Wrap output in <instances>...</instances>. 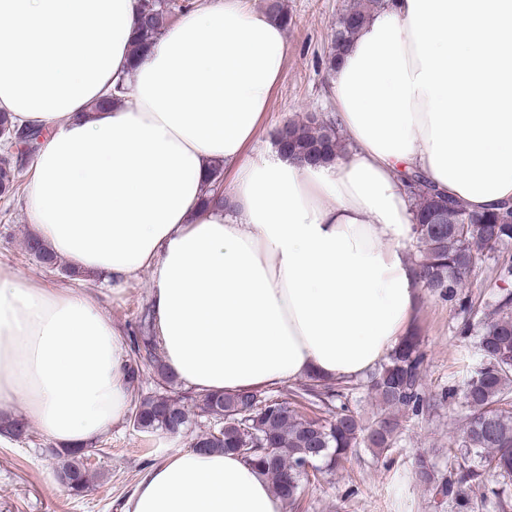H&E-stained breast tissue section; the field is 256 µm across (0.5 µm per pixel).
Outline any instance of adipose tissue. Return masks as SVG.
<instances>
[{
    "mask_svg": "<svg viewBox=\"0 0 512 512\" xmlns=\"http://www.w3.org/2000/svg\"><path fill=\"white\" fill-rule=\"evenodd\" d=\"M138 0H0V112L45 136L26 211L46 248L120 292L151 278L169 370L235 393L355 379L412 327L416 170L468 209L512 200V0H390L329 73L347 151L248 154L288 50L243 0H209L132 60ZM232 178L202 206L213 165ZM127 355L98 299L0 272V408L83 446L129 405ZM125 512H284L239 457L151 467Z\"/></svg>",
    "mask_w": 512,
    "mask_h": 512,
    "instance_id": "ef3b65f1",
    "label": "adipose tissue"
}]
</instances>
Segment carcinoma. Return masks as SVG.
<instances>
[{
  "label": "carcinoma",
  "instance_id": "carcinoma-1",
  "mask_svg": "<svg viewBox=\"0 0 512 512\" xmlns=\"http://www.w3.org/2000/svg\"><path fill=\"white\" fill-rule=\"evenodd\" d=\"M388 5L389 0H353L345 6L336 20L327 68L333 67L362 23ZM138 7L132 46L136 58L162 35L173 16V8L164 0H138ZM278 131L284 134L282 151L306 163L330 162L345 149L336 122L327 116L318 119L309 114L301 121L289 120ZM19 172L20 163L11 152L0 154V194L10 196L16 192ZM412 178L417 184L415 265L421 287L469 313L460 334L474 337V366L461 384L448 387V397L459 398L468 410L459 446L464 448L463 458L484 460L494 477L511 480L512 407L508 395L512 390V293L492 296L476 305L464 301L459 289L490 259L494 260L495 281L512 283V256L499 254L500 249L512 244V223L501 222L502 215L512 206L500 204L487 212H471L464 204L448 200L420 172H413ZM26 252L45 266L57 265L36 236L27 238ZM424 363L420 336L413 331L402 337L364 384L383 405L381 413L368 424L349 405V391L353 387L317 376L309 377L292 391L290 401L263 388L232 395L195 392L183 396L175 391V376L157 357L147 309L138 322L137 334L129 337L131 419L139 430L176 435L190 425V401L203 416L219 410L241 411L224 421L223 426L197 433L190 447L240 456L261 472L285 505L295 507L309 482V473L303 468L305 461L314 463L317 474L329 475L353 449L362 445L379 452L389 450L401 430V415L422 414L428 403L423 391ZM144 365L153 367L160 390L142 396L136 389ZM304 404L316 407L322 416L305 415L300 411ZM248 427L253 429L260 447L245 455L239 448L243 447ZM28 431L23 420L0 416V435L10 438ZM85 454L84 448L58 452L61 464L56 475H65L67 487L77 495L83 492L88 480L82 462ZM466 483L464 470L450 471L448 479L436 485V493L454 502L459 512H474L478 503L491 495L499 496V491L491 487L473 499L464 488Z\"/></svg>",
  "mask_w": 512,
  "mask_h": 512
}]
</instances>
